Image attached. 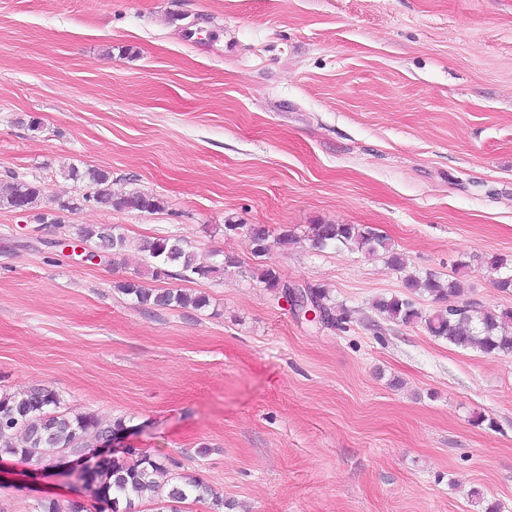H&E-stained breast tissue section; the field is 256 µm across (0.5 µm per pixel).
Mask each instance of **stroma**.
Here are the masks:
<instances>
[{
    "mask_svg": "<svg viewBox=\"0 0 512 512\" xmlns=\"http://www.w3.org/2000/svg\"><path fill=\"white\" fill-rule=\"evenodd\" d=\"M72 165L163 207L0 209V394L124 419L116 455L175 458L224 512H512V355L374 307L432 272L465 288L423 313L512 309L487 265L512 259V0H0V186L40 181L47 210L82 194ZM318 223L374 228L405 270L312 249ZM84 224L119 225L125 264L55 247ZM168 235L240 260L190 284L207 307L119 290ZM267 266L326 288L345 329L298 318ZM76 489L0 459V512Z\"/></svg>",
    "mask_w": 512,
    "mask_h": 512,
    "instance_id": "stroma-1",
    "label": "stroma"
}]
</instances>
